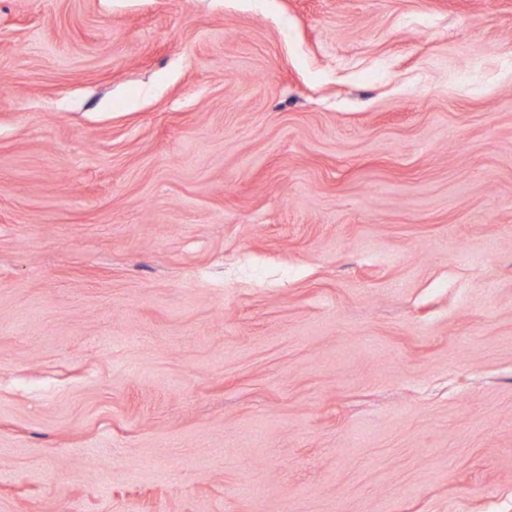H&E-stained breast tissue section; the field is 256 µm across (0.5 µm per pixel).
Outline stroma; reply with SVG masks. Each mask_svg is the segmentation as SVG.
Segmentation results:
<instances>
[{
	"label": "stroma",
	"instance_id": "stroma-1",
	"mask_svg": "<svg viewBox=\"0 0 512 512\" xmlns=\"http://www.w3.org/2000/svg\"><path fill=\"white\" fill-rule=\"evenodd\" d=\"M0 512H512V0H0Z\"/></svg>",
	"mask_w": 512,
	"mask_h": 512
}]
</instances>
